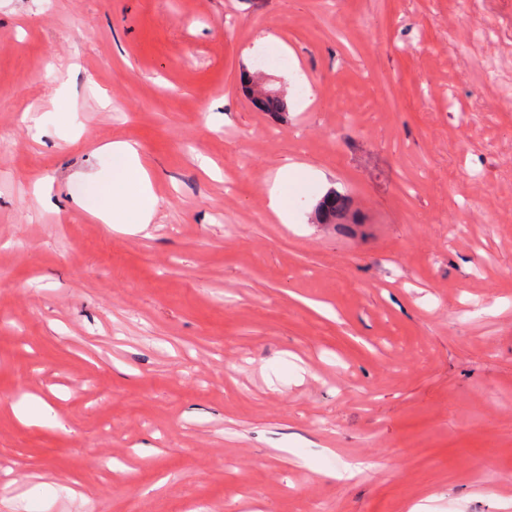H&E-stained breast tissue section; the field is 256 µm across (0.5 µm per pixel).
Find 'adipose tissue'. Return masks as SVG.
Segmentation results:
<instances>
[{
  "mask_svg": "<svg viewBox=\"0 0 512 512\" xmlns=\"http://www.w3.org/2000/svg\"><path fill=\"white\" fill-rule=\"evenodd\" d=\"M102 151L112 169L109 185L103 189L99 176L78 175L72 184L74 202L103 223L134 232L146 231L155 215L157 199L137 146L116 140L103 145Z\"/></svg>",
  "mask_w": 512,
  "mask_h": 512,
  "instance_id": "adipose-tissue-1",
  "label": "adipose tissue"
}]
</instances>
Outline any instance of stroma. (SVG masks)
I'll return each mask as SVG.
<instances>
[{"label":"stroma","mask_w":512,"mask_h":512,"mask_svg":"<svg viewBox=\"0 0 512 512\" xmlns=\"http://www.w3.org/2000/svg\"><path fill=\"white\" fill-rule=\"evenodd\" d=\"M0 130L13 512H512V0H0ZM115 140L144 233L70 199ZM303 177L295 164H287L279 169L269 191V207L282 223H288V182ZM347 211V198L333 190L317 203L314 215L316 220L323 224H335L336 221L345 219Z\"/></svg>","instance_id":"35a3bbf8"}]
</instances>
